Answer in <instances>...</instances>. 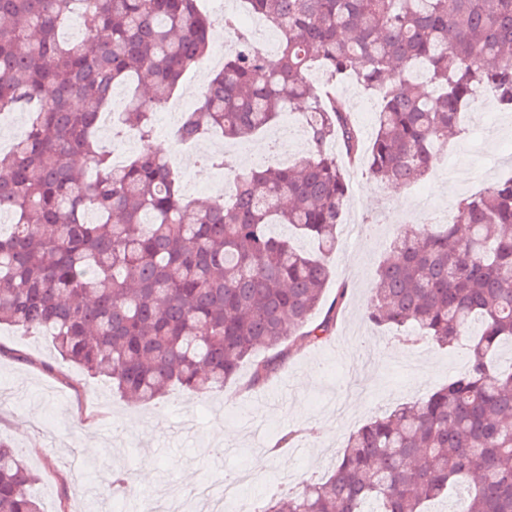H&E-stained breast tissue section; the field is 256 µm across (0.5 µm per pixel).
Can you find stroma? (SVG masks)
Segmentation results:
<instances>
[{
  "instance_id": "stroma-1",
  "label": "stroma",
  "mask_w": 512,
  "mask_h": 512,
  "mask_svg": "<svg viewBox=\"0 0 512 512\" xmlns=\"http://www.w3.org/2000/svg\"><path fill=\"white\" fill-rule=\"evenodd\" d=\"M334 90L370 143L376 97L348 81ZM464 126L447 145V163L400 190L366 168L350 169L333 277L314 315L322 320L337 288L346 287L336 328L321 344L294 346L263 385L250 386L246 362L223 391L190 397L176 386L159 400L131 404L104 382L80 376L48 337L0 325V440L35 474L42 512H142L141 504L101 489L109 468L123 466L149 473L144 493L183 512H205L196 489L218 487L233 468L248 470L255 485L291 493L327 477L350 433L462 375L467 342L450 349L422 336L403 343L394 331L370 326L365 307L394 234L425 221L416 193L450 206L512 176V112L482 99L465 111ZM165 154L185 196L204 197L213 172L198 151L174 146ZM288 429L299 431L298 440L271 456L276 434Z\"/></svg>"
}]
</instances>
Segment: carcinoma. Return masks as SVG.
<instances>
[{
	"label": "carcinoma",
	"instance_id": "obj_1",
	"mask_svg": "<svg viewBox=\"0 0 512 512\" xmlns=\"http://www.w3.org/2000/svg\"><path fill=\"white\" fill-rule=\"evenodd\" d=\"M277 35L260 52L238 18L235 43L180 129L196 140H247L295 104L310 153L291 166L233 172L229 199H186L153 146V116L207 54L213 18L197 0H0V113L29 115L0 152V324L52 338L63 360L148 403L173 385L221 391L264 346L319 344L318 324L348 194L330 144L364 155L371 174L410 185L460 134L480 97L512 111V0H246ZM79 17L81 41L60 31ZM350 77L380 100L367 153L348 106L317 92L312 71ZM135 84L119 123L140 150L116 167L98 120L118 84ZM456 222L401 230L376 271L367 317L414 326L439 347L471 337L466 373L351 433L326 480L263 512H425L465 493L452 512H512V178L455 204ZM308 240L306 251L275 226ZM481 331L471 334L473 323ZM283 352L254 364L266 382ZM33 473L0 441V512H41Z\"/></svg>",
	"mask_w": 512,
	"mask_h": 512
}]
</instances>
